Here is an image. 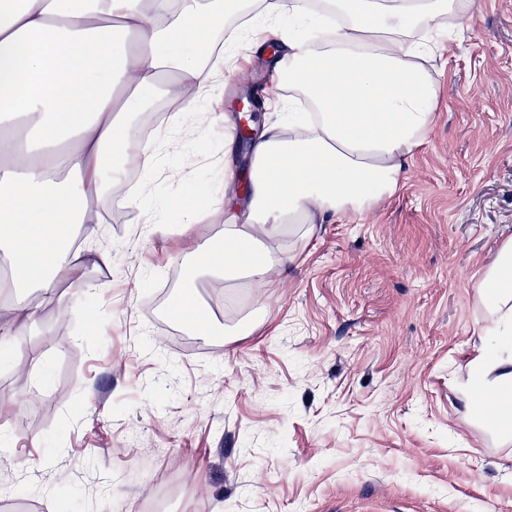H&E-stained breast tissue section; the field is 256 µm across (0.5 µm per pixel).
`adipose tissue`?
Returning <instances> with one entry per match:
<instances>
[{
  "instance_id": "obj_1",
  "label": "adipose tissue",
  "mask_w": 512,
  "mask_h": 512,
  "mask_svg": "<svg viewBox=\"0 0 512 512\" xmlns=\"http://www.w3.org/2000/svg\"><path fill=\"white\" fill-rule=\"evenodd\" d=\"M474 0H0V257L9 288L54 295L58 274L106 250L76 245L105 214L92 201L141 174L126 202L144 223L177 211L194 223L191 196L158 200L155 179L182 180L180 158L224 64L215 37L225 19H266L277 88L305 111L266 125L250 146L245 200L227 199L221 248L202 244L198 271L225 287H264L292 261L283 238L299 227L363 216L393 196L437 119L427 68L449 26L469 28ZM175 105L165 126L134 125L156 98ZM477 302L487 327L456 390L468 420L488 400V426L512 444V237L483 270Z\"/></svg>"
}]
</instances>
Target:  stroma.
Listing matches in <instances>:
<instances>
[{
	"mask_svg": "<svg viewBox=\"0 0 512 512\" xmlns=\"http://www.w3.org/2000/svg\"><path fill=\"white\" fill-rule=\"evenodd\" d=\"M436 58V125L398 192L316 225L259 296L194 274L224 224L222 130L202 123L184 178L202 221L113 206L108 268L59 274L36 326L0 346V512H117L171 472L174 512H512V447L468 424L454 390L484 326L476 285L512 235V0H475ZM220 113L269 85L264 56L223 71ZM95 290L74 299L72 279ZM179 297L242 336L162 327Z\"/></svg>",
	"mask_w": 512,
	"mask_h": 512,
	"instance_id": "35a3bbf8",
	"label": "stroma"
}]
</instances>
